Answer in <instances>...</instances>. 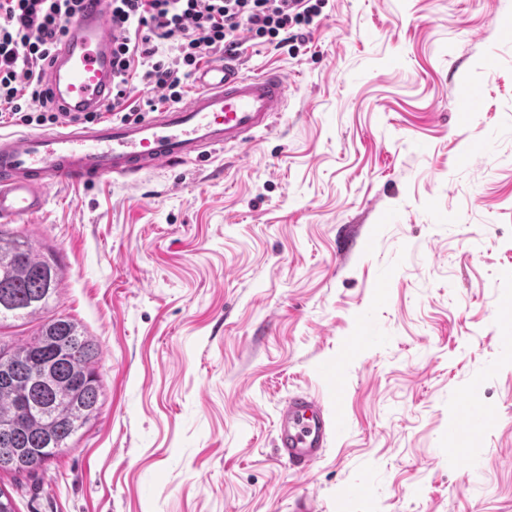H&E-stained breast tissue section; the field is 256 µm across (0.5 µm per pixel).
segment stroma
Masks as SVG:
<instances>
[{"label": "stroma", "mask_w": 512, "mask_h": 512, "mask_svg": "<svg viewBox=\"0 0 512 512\" xmlns=\"http://www.w3.org/2000/svg\"><path fill=\"white\" fill-rule=\"evenodd\" d=\"M309 29L240 56L292 84L251 145L16 223L101 374L67 448L0 475L19 512H512V0H326ZM298 391L343 419L304 474L275 448ZM487 412L479 407H467L456 416L450 428V435L460 438L476 435L484 426Z\"/></svg>", "instance_id": "35a3bbf8"}]
</instances>
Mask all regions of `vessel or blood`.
<instances>
[{
  "label": "vessel or blood",
  "mask_w": 512,
  "mask_h": 512,
  "mask_svg": "<svg viewBox=\"0 0 512 512\" xmlns=\"http://www.w3.org/2000/svg\"><path fill=\"white\" fill-rule=\"evenodd\" d=\"M106 0H85L63 41L49 57L45 79L58 111H99L112 100V38ZM198 91L182 106L137 121L101 120L69 129L0 134V222L13 224L43 212L51 188L117 178L136 182L153 168H178L230 146H243L269 129L288 100V81L275 69L243 72L237 56L202 68ZM487 413L462 410L450 434L474 435ZM339 419L310 393L291 396L278 412L276 447L298 472L323 456Z\"/></svg>",
  "instance_id": "1"
}]
</instances>
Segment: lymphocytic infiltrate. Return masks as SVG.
Wrapping results in <instances>:
<instances>
[{
    "label": "lymphocytic infiltrate",
    "mask_w": 512,
    "mask_h": 512,
    "mask_svg": "<svg viewBox=\"0 0 512 512\" xmlns=\"http://www.w3.org/2000/svg\"><path fill=\"white\" fill-rule=\"evenodd\" d=\"M112 23V103L104 113L135 115L179 103L209 57L266 42L281 49L306 42L299 25L323 0H107ZM83 0H0V115L25 124L62 125L42 67L64 39ZM170 46L173 54L161 57ZM151 97L132 99L134 81Z\"/></svg>",
    "instance_id": "obj_1"
}]
</instances>
